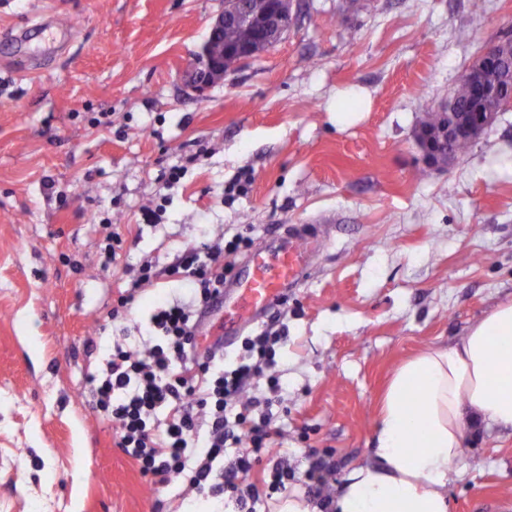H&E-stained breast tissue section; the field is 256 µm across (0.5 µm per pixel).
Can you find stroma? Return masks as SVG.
I'll list each match as a JSON object with an SVG mask.
<instances>
[{"mask_svg":"<svg viewBox=\"0 0 512 512\" xmlns=\"http://www.w3.org/2000/svg\"><path fill=\"white\" fill-rule=\"evenodd\" d=\"M293 0L268 51L205 92L185 80L224 0H0V34L32 16L73 34L32 63L0 44V512H238L234 501L153 485L87 397L97 345L145 322L160 278L117 299L144 260L168 265L203 227L254 241L289 224L336 231L280 323L276 433L252 474L294 472L312 505L374 456L395 367L453 346L512 300V109L447 169L414 140L487 47L512 37V0ZM469 42L455 38L457 29ZM359 121L337 124L339 91ZM112 125H96L101 113ZM187 164L180 184L159 176ZM245 183L244 192L229 193ZM159 210L148 223L145 209ZM122 244L103 267L104 229ZM333 466L308 491L307 456ZM449 512H512V429L467 430Z\"/></svg>","mask_w":512,"mask_h":512,"instance_id":"1","label":"stroma"}]
</instances>
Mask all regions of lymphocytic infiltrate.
Returning a JSON list of instances; mask_svg holds the SVG:
<instances>
[{
  "instance_id": "f902f5d3",
  "label": "lymphocytic infiltrate",
  "mask_w": 512,
  "mask_h": 512,
  "mask_svg": "<svg viewBox=\"0 0 512 512\" xmlns=\"http://www.w3.org/2000/svg\"><path fill=\"white\" fill-rule=\"evenodd\" d=\"M250 243L241 232L226 240L205 231L197 246L175 255L164 270L144 261L121 292V305L132 304L143 285L162 276L179 282L183 294L175 300L157 296L143 350L112 342L91 377L96 407L115 428L118 448L143 475L163 487L183 479L206 499L229 491L243 507L261 497L247 477L268 454L273 430L269 399L242 404L238 398L260 377L277 388V378L265 371L275 365L285 336L263 327L243 338L242 355L229 363L223 352L202 348L197 331L201 314L224 293L228 256ZM229 453L235 461L228 465Z\"/></svg>"
}]
</instances>
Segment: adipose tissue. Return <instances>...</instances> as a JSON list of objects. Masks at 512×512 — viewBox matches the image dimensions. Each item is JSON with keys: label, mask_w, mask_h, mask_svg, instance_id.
<instances>
[{"label": "adipose tissue", "mask_w": 512, "mask_h": 512, "mask_svg": "<svg viewBox=\"0 0 512 512\" xmlns=\"http://www.w3.org/2000/svg\"><path fill=\"white\" fill-rule=\"evenodd\" d=\"M512 428V301L450 348L404 360L375 424V461L354 468L332 512H448V471L469 426Z\"/></svg>", "instance_id": "adipose-tissue-1"}]
</instances>
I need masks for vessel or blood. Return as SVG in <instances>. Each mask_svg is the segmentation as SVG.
<instances>
[{"mask_svg":"<svg viewBox=\"0 0 512 512\" xmlns=\"http://www.w3.org/2000/svg\"><path fill=\"white\" fill-rule=\"evenodd\" d=\"M331 233L327 224H292L283 236L255 250L249 270L231 298L223 299L218 320L204 319L199 341L202 346L230 342L238 328L255 321L258 314L283 300L298 287L323 252Z\"/></svg>","mask_w":512,"mask_h":512,"instance_id":"1","label":"vessel or blood"}]
</instances>
